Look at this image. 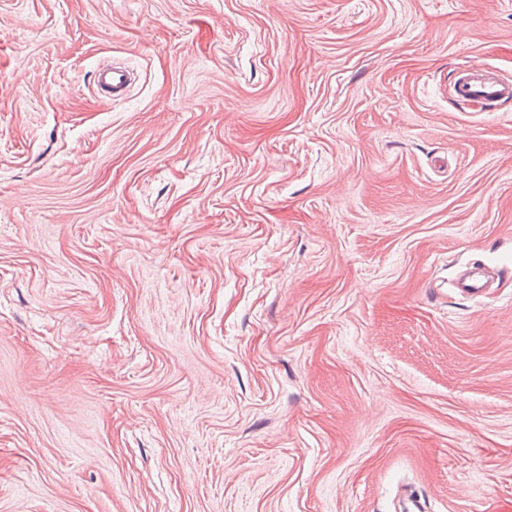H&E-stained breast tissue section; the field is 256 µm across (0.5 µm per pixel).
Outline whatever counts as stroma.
<instances>
[{
    "mask_svg": "<svg viewBox=\"0 0 512 512\" xmlns=\"http://www.w3.org/2000/svg\"><path fill=\"white\" fill-rule=\"evenodd\" d=\"M471 64L512 0H0V512H512ZM97 87L106 92L112 99H124L129 92L131 77L129 72L119 66L99 68L94 76ZM490 277L484 268H470L461 280L460 288L471 295L480 296L489 288Z\"/></svg>",
    "mask_w": 512,
    "mask_h": 512,
    "instance_id": "obj_1",
    "label": "stroma"
}]
</instances>
